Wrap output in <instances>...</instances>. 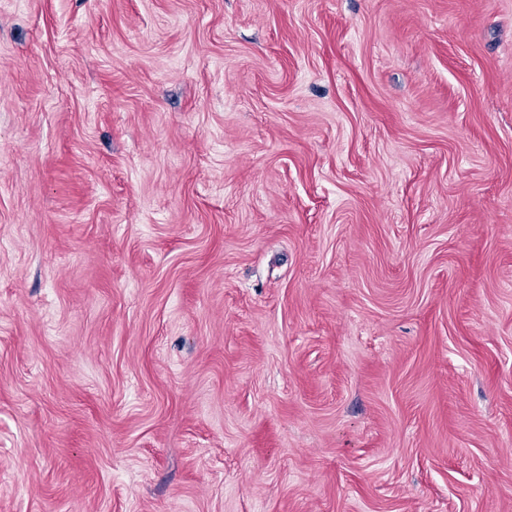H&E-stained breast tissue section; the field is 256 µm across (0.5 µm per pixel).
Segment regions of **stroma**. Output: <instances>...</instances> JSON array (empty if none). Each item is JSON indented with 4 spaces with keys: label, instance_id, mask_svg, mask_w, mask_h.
Returning <instances> with one entry per match:
<instances>
[{
    "label": "stroma",
    "instance_id": "stroma-1",
    "mask_svg": "<svg viewBox=\"0 0 512 512\" xmlns=\"http://www.w3.org/2000/svg\"><path fill=\"white\" fill-rule=\"evenodd\" d=\"M0 512H512V0H0Z\"/></svg>",
    "mask_w": 512,
    "mask_h": 512
}]
</instances>
